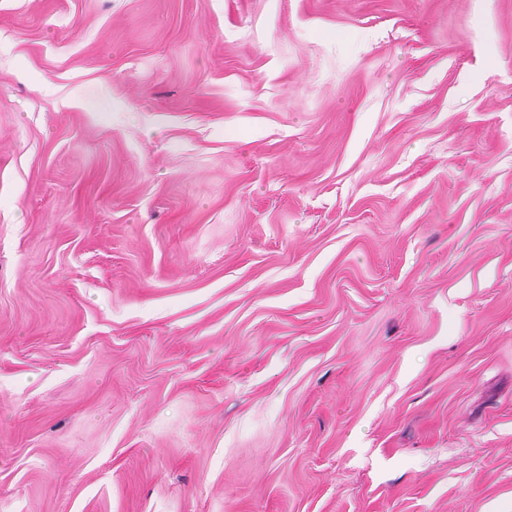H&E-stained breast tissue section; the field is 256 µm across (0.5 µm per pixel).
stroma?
Masks as SVG:
<instances>
[{
  "instance_id": "35a3bbf8",
  "label": "stroma",
  "mask_w": 512,
  "mask_h": 512,
  "mask_svg": "<svg viewBox=\"0 0 512 512\" xmlns=\"http://www.w3.org/2000/svg\"><path fill=\"white\" fill-rule=\"evenodd\" d=\"M0 512H512V0H0Z\"/></svg>"
}]
</instances>
